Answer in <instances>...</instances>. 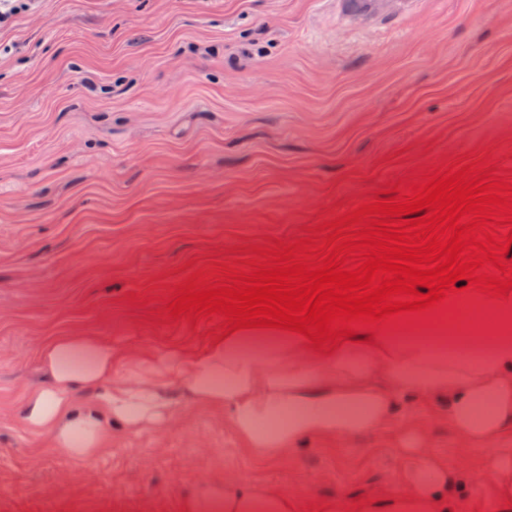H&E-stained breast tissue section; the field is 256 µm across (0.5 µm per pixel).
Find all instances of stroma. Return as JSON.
<instances>
[{"mask_svg":"<svg viewBox=\"0 0 512 512\" xmlns=\"http://www.w3.org/2000/svg\"><path fill=\"white\" fill-rule=\"evenodd\" d=\"M464 154L512 183V0L368 23L336 0H39L1 26L0 512H183L228 471L299 512L390 494L404 462L386 435L259 460L223 412L177 403L171 426L113 430L79 465L18 408L54 337L203 348L217 321L156 314L192 269ZM430 451L486 463L444 422Z\"/></svg>","mask_w":512,"mask_h":512,"instance_id":"stroma-1","label":"stroma"}]
</instances>
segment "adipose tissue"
Returning a JSON list of instances; mask_svg holds the SVG:
<instances>
[{
  "instance_id": "ef3b65f1",
  "label": "adipose tissue",
  "mask_w": 512,
  "mask_h": 512,
  "mask_svg": "<svg viewBox=\"0 0 512 512\" xmlns=\"http://www.w3.org/2000/svg\"><path fill=\"white\" fill-rule=\"evenodd\" d=\"M491 321L486 344L449 340L462 308ZM429 338H403L397 328L356 331L337 349H313L304 336L239 330L198 351L133 354L93 336L45 344L39 379L19 407L26 429L48 435L75 463L94 459L112 428H160L172 402L223 412L239 443L260 460H279L309 441L346 442L394 431L407 465L394 492L368 497L358 512H448L464 487L485 489L497 512L512 503V297L469 291L420 316ZM445 418L468 447L488 453L487 466L456 480L427 449L423 419ZM184 512H297L275 486L234 477L200 481Z\"/></svg>"
}]
</instances>
